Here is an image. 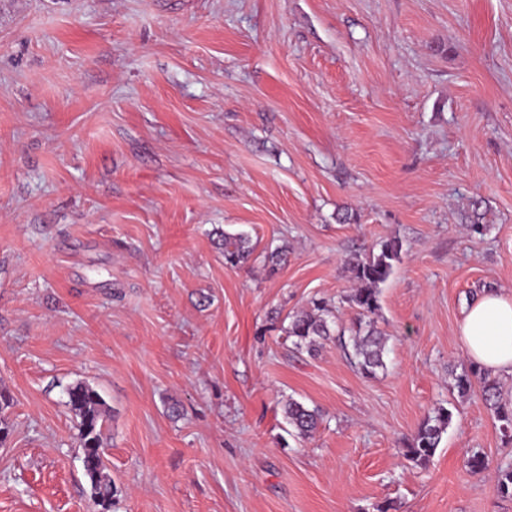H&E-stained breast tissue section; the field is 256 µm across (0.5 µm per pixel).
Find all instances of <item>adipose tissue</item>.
<instances>
[{"label":"adipose tissue","instance_id":"ef3b65f1","mask_svg":"<svg viewBox=\"0 0 512 512\" xmlns=\"http://www.w3.org/2000/svg\"><path fill=\"white\" fill-rule=\"evenodd\" d=\"M459 336L467 358L494 375L512 376V295L481 296L466 310Z\"/></svg>","mask_w":512,"mask_h":512}]
</instances>
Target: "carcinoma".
Returning a JSON list of instances; mask_svg holds the SVG:
<instances>
[{
    "label": "carcinoma",
    "mask_w": 512,
    "mask_h": 512,
    "mask_svg": "<svg viewBox=\"0 0 512 512\" xmlns=\"http://www.w3.org/2000/svg\"><path fill=\"white\" fill-rule=\"evenodd\" d=\"M219 246L224 252V264L232 268L248 264L254 253L249 238L243 235L224 234ZM401 252L402 243L394 237L380 242L376 252L351 255L346 265L356 286L344 297V302L358 310L357 318L349 327L339 326L335 307L324 299H314L310 307L288 314V326L283 332L293 347L312 354L336 335L345 355L361 374L370 377L384 369L386 336L375 320L379 310V286L392 274ZM476 384L481 388L486 406L500 422L502 436L512 440V407L504 399L499 382L476 366L454 375V387L461 396L468 395ZM68 403L78 419L83 466L90 480L91 497L101 507L100 512H109L115 487L103 455V429L108 408L98 392L83 382L68 389ZM283 413L288 425L302 438L311 437L321 419L318 408L293 398L285 402ZM451 419L452 413L444 407L427 416L415 434L404 442V458L416 466L427 464Z\"/></svg>",
    "instance_id": "carcinoma-1"
}]
</instances>
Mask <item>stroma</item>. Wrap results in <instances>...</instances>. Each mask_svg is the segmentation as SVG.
<instances>
[{
  "instance_id": "1",
  "label": "stroma",
  "mask_w": 512,
  "mask_h": 512,
  "mask_svg": "<svg viewBox=\"0 0 512 512\" xmlns=\"http://www.w3.org/2000/svg\"><path fill=\"white\" fill-rule=\"evenodd\" d=\"M393 237L385 370L293 350L288 314L323 297L349 325L345 261ZM490 288L512 291V0H0V512H96L79 382L110 411V512H512V441L452 388ZM221 243H218L224 252V264L232 268L246 265L251 260L254 247L248 237L243 235H221ZM284 418L297 436L311 437L316 431L321 414L318 408L305 405L293 398L283 405ZM451 419V412L444 407H439L433 415H428L415 434L403 443L404 458L415 466L427 464L434 456Z\"/></svg>"
}]
</instances>
